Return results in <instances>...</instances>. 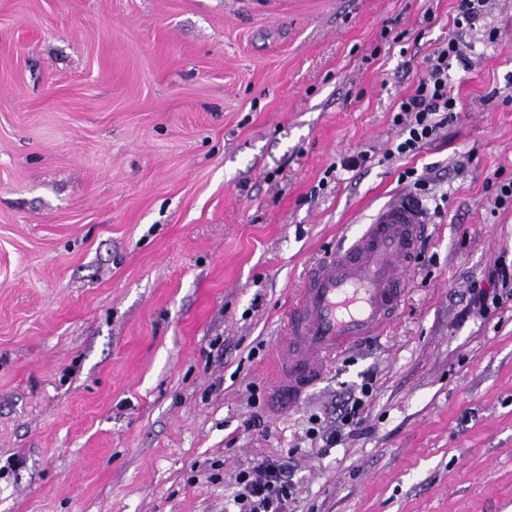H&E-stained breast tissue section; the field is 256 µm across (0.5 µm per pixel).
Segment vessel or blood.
Wrapping results in <instances>:
<instances>
[{"label": "vessel or blood", "instance_id": "b4317fda", "mask_svg": "<svg viewBox=\"0 0 512 512\" xmlns=\"http://www.w3.org/2000/svg\"><path fill=\"white\" fill-rule=\"evenodd\" d=\"M427 222L421 201L397 195L309 270L275 349L273 387L281 411L296 405L336 357L383 334L403 301Z\"/></svg>", "mask_w": 512, "mask_h": 512}]
</instances>
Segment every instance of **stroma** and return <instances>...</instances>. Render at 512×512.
<instances>
[{"label": "stroma", "instance_id": "obj_1", "mask_svg": "<svg viewBox=\"0 0 512 512\" xmlns=\"http://www.w3.org/2000/svg\"><path fill=\"white\" fill-rule=\"evenodd\" d=\"M0 0V512H234L288 455V512H512V0ZM460 33L454 122L389 156L395 107ZM359 168L344 160L358 152ZM423 179L386 335L277 415L309 268ZM373 379L358 434L306 432ZM487 280L489 288H483L476 283L468 288L469 299L465 307L468 312L472 310L482 317H487L512 302V266L509 269L502 262L495 264Z\"/></svg>", "mask_w": 512, "mask_h": 512}]
</instances>
